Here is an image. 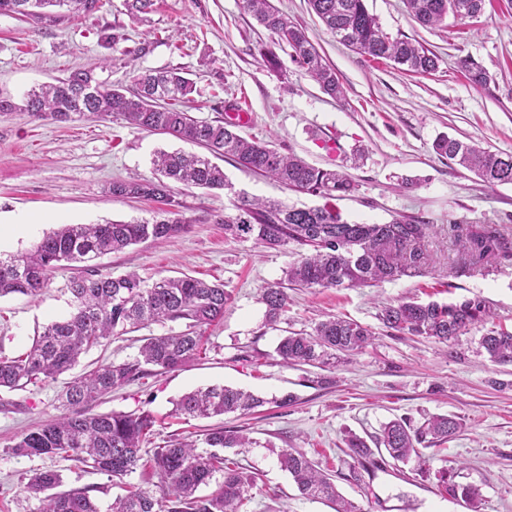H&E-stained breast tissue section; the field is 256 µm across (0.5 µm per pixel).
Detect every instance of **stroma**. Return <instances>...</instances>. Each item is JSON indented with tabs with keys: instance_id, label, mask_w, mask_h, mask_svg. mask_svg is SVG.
<instances>
[{
	"instance_id": "35a3bbf8",
	"label": "stroma",
	"mask_w": 512,
	"mask_h": 512,
	"mask_svg": "<svg viewBox=\"0 0 512 512\" xmlns=\"http://www.w3.org/2000/svg\"><path fill=\"white\" fill-rule=\"evenodd\" d=\"M302 25L311 42L335 68L345 90L334 100L295 63L289 49L276 48L277 69L259 50L271 46L269 32L243 10L241 0H155L150 13L131 18L124 0H106L89 18L33 23L0 16V92L14 99L77 69H94L108 85L132 86L136 74L179 68L195 91L186 109L212 121L243 110L253 116L238 133L271 144L320 168H335L355 147L366 156L349 169L352 197L340 201L345 219L382 224L395 218L432 226L435 268L374 287H288L290 304L277 324L265 320L261 288L280 281L299 255L294 248L265 249L225 240L222 219L233 212L238 193L298 207L318 197L289 190L229 158L218 164L233 183L230 192L179 188L186 232L150 241L96 260L119 276L133 271L144 280L185 272L223 284L231 299L224 317L208 327L205 354L185 367L132 382L98 401V413L151 411L157 418L153 445L170 436L198 439L221 422L245 430L250 447L237 459L257 475L242 512H333L303 498L278 452L297 448L330 473L338 491L359 512H470L463 501L442 494L436 479L448 470L456 483L478 488L481 512H512V364L491 362L480 346L486 330L512 328V258L482 272L452 270L456 250L451 224H492L512 237V185L488 188L468 170L439 158L432 149L443 133L490 150L512 154V0H492L477 20L448 19L424 28L408 15L403 0H367L391 36L415 39L440 57L437 71L406 74L385 60L371 61L348 50L310 10L307 0H272ZM110 25L119 40L109 45L96 31ZM138 55H131V48ZM482 61L494 79L486 87L467 83L457 68L464 56ZM176 138L131 127L122 120L81 118L59 123L25 112L0 114V254L30 250L64 224H101L152 219L158 206L117 199L115 180L149 179L159 150L181 148ZM414 181L399 188L400 178ZM29 224L15 226L19 216ZM73 269H57L39 296L0 299V355L25 353L42 327L68 316ZM415 296L422 301L482 300L489 317L455 342L393 336L379 322L382 304ZM336 314L371 327L370 344L341 355L335 367H289L275 352L288 331L311 330ZM184 321L143 328L146 336L180 332ZM138 334V335H141ZM138 335L127 334L82 355L74 370L56 380L0 390V512H36L39 502L25 490L29 477L58 471L65 488H92L100 512L124 495L101 473L46 455L19 456L12 447L28 429L64 414L63 394L76 375L137 354ZM228 385L258 394L267 403L249 416L220 420L190 418L175 410L186 393ZM294 395L292 404L275 401ZM433 415L456 417L461 427L448 443L425 449L429 473L412 465L388 466L352 477L344 441L368 439L394 419L419 425Z\"/></svg>"
}]
</instances>
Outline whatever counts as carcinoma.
I'll use <instances>...</instances> for the list:
<instances>
[{"label": "carcinoma", "instance_id": "obj_1", "mask_svg": "<svg viewBox=\"0 0 512 512\" xmlns=\"http://www.w3.org/2000/svg\"><path fill=\"white\" fill-rule=\"evenodd\" d=\"M403 2L419 25L434 28L450 15L460 20L482 16L487 0ZM309 5L341 44L369 60L390 61L419 75L439 67L438 56L422 44L384 32L365 0H309ZM101 7V0H0V15L57 22L91 16ZM242 7L270 32L273 44L291 48L294 60L326 94L336 100L344 98L335 69L325 62L302 27L289 21L270 0H242ZM457 67L474 87H484L491 79L489 70L470 56L460 58ZM192 92L193 82L180 69L170 68L137 75L131 88L107 87L94 70L84 69L30 90L19 102L0 94V113L27 112L54 122L121 117L137 128L206 150L204 154L160 151L153 159L154 178L112 182L109 192L116 198L162 202L165 209L152 220L66 224L45 235L25 254L0 257V298L14 294L35 298L61 266L89 262L148 240L160 243L186 231L182 202L171 193L170 184L232 190L224 170L212 162L220 157L232 158L241 167L288 189L322 199V204L314 207H295L241 195L235 212L224 214L226 240L251 241L271 249L292 244L304 250L285 271L288 283L300 288L373 286L404 276H422L432 268L431 225L400 218L384 224L347 222L337 206L356 189L347 174L312 166L269 144L249 141L237 133L232 122L196 119L182 108ZM433 151L474 172L490 188L512 185V154L504 157L448 134L434 140ZM450 230L457 266L463 270L486 268L501 256L512 257V239L492 226L478 228L461 221ZM70 293L73 303L68 317L44 326L24 354L0 357V388L19 389L54 380L71 370L91 348L140 327L185 320L186 330L146 337L136 357L100 365L76 377L65 393L70 412L25 433L13 445L14 452L63 458L107 475L114 484L124 483L140 467L158 476L159 494L131 485L127 494L112 503V512H240L256 486V476L224 451L247 447L251 444L248 437L218 425L206 429L199 443L175 439L163 447L146 448L156 424L150 411L92 412L93 403L112 391L148 375L178 370L200 358L204 350L201 330L223 317L229 300L224 285L186 275L163 276L148 284L135 272L114 276L97 268L90 276L73 277ZM260 302L267 321L275 324L288 309V294L282 283L275 282L261 289ZM486 315V305L478 299L424 303L407 298L383 306L378 320L399 336L432 338L446 344L482 323ZM374 336L368 326L331 316L310 333L291 332L281 337L275 352L287 366H327L336 353L361 349ZM481 347L492 362L512 363V329L490 330L482 336ZM264 404L263 398L250 392L210 386L183 395L175 403V411L193 418H213L244 415ZM459 428V422L448 415L433 416L416 428L405 420H393L373 437L375 448L357 435L349 436L346 445L354 464L365 471L383 468L391 459L413 462L416 470L424 472L428 460L419 446L444 444ZM279 461L302 497L327 503L335 512H358L337 492L330 475L300 450L282 449ZM438 480L449 496H462L472 512H480L482 498L477 488H461L448 481L446 470L438 472ZM213 481L217 489L210 496H196L200 487ZM62 485L58 472L46 470L29 479L26 491L39 499L38 512H99L90 489L56 491Z\"/></svg>", "mask_w": 512, "mask_h": 512}]
</instances>
